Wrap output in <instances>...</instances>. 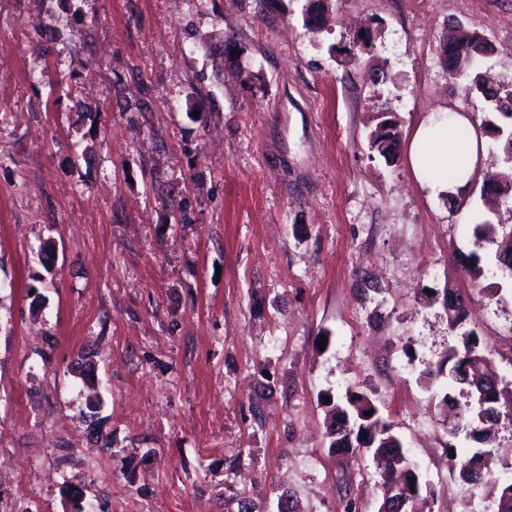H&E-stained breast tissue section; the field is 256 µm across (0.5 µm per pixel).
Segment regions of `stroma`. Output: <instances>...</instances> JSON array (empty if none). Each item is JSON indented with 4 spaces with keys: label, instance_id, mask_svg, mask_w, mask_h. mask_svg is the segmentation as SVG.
Returning a JSON list of instances; mask_svg holds the SVG:
<instances>
[{
    "label": "stroma",
    "instance_id": "stroma-1",
    "mask_svg": "<svg viewBox=\"0 0 512 512\" xmlns=\"http://www.w3.org/2000/svg\"><path fill=\"white\" fill-rule=\"evenodd\" d=\"M307 4L0 0V512H75L74 489L97 512H379L372 453L329 449L351 387L425 512H497L448 466L458 384L422 374L458 344L452 288L512 382V196L429 194L407 145L442 108L490 119L439 46L483 35V72L512 85V0H329L317 35ZM371 73L394 94L392 165L368 148Z\"/></svg>",
    "mask_w": 512,
    "mask_h": 512
}]
</instances>
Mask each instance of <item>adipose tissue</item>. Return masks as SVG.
I'll return each instance as SVG.
<instances>
[{
	"instance_id": "obj_1",
	"label": "adipose tissue",
	"mask_w": 512,
	"mask_h": 512,
	"mask_svg": "<svg viewBox=\"0 0 512 512\" xmlns=\"http://www.w3.org/2000/svg\"><path fill=\"white\" fill-rule=\"evenodd\" d=\"M483 149L482 135L472 117L448 109L429 114L417 126L407 154L421 187L459 202L469 193Z\"/></svg>"
}]
</instances>
